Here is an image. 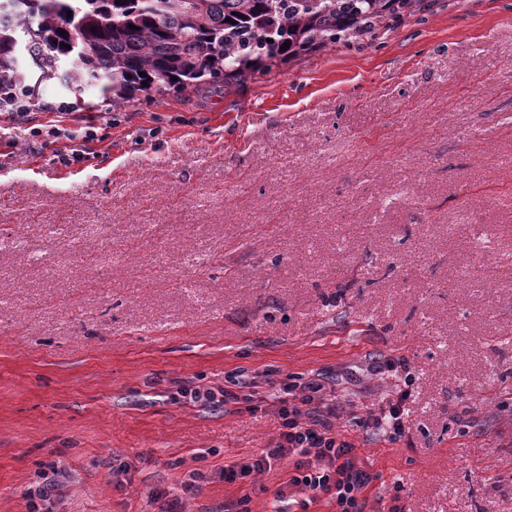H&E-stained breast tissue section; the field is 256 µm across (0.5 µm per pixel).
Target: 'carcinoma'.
Listing matches in <instances>:
<instances>
[{
  "label": "carcinoma",
  "mask_w": 512,
  "mask_h": 512,
  "mask_svg": "<svg viewBox=\"0 0 512 512\" xmlns=\"http://www.w3.org/2000/svg\"><path fill=\"white\" fill-rule=\"evenodd\" d=\"M0 89L38 103L39 84L98 89L118 107L136 94L227 88L254 72L352 39H376L425 0H0ZM72 15H67V12ZM233 22H228V19ZM135 28H129V25ZM29 29L26 61L18 32ZM66 34L61 36L59 31ZM290 41L282 51L280 46ZM70 45L62 48L60 44Z\"/></svg>",
  "instance_id": "cac0c4a2"
}]
</instances>
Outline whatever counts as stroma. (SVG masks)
I'll return each mask as SVG.
<instances>
[{
  "instance_id": "stroma-1",
  "label": "stroma",
  "mask_w": 512,
  "mask_h": 512,
  "mask_svg": "<svg viewBox=\"0 0 512 512\" xmlns=\"http://www.w3.org/2000/svg\"><path fill=\"white\" fill-rule=\"evenodd\" d=\"M40 98V135L0 146V512L52 480L50 512H277L287 465L218 477L275 406L174 393L317 375L365 412L390 358L404 438L336 422L378 475L365 512H512V0H430L225 91ZM88 120L62 167L52 127ZM81 128H83L84 131H66L63 133L71 139L81 140L79 149H74L71 155H64L59 159V162L64 166L77 165L88 159L87 155H89L90 152H88L87 144L98 139L95 132L96 127L93 124H87Z\"/></svg>"
}]
</instances>
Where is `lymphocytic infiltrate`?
Wrapping results in <instances>:
<instances>
[{
    "label": "lymphocytic infiltrate",
    "instance_id": "obj_1",
    "mask_svg": "<svg viewBox=\"0 0 512 512\" xmlns=\"http://www.w3.org/2000/svg\"><path fill=\"white\" fill-rule=\"evenodd\" d=\"M273 397L280 418L276 442L260 455L226 464L220 473L225 483L234 485L255 473L289 463L288 485L307 492L301 508L327 500L336 512H365L366 493L376 479L370 465L356 454L355 444L336 433L334 423L340 406L327 396L321 379L282 383ZM399 391L379 412L362 418L363 428L384 433L389 440L405 435L404 402Z\"/></svg>",
    "mask_w": 512,
    "mask_h": 512
}]
</instances>
